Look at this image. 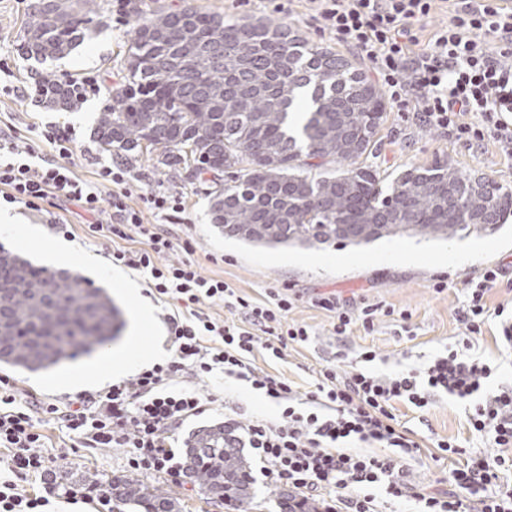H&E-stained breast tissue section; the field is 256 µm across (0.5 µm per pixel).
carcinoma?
Returning a JSON list of instances; mask_svg holds the SVG:
<instances>
[{"label": "carcinoma", "mask_w": 512, "mask_h": 512, "mask_svg": "<svg viewBox=\"0 0 512 512\" xmlns=\"http://www.w3.org/2000/svg\"><path fill=\"white\" fill-rule=\"evenodd\" d=\"M105 16L95 0H32L19 51L37 62L82 44ZM129 82L99 113L106 151L161 150V163L211 175L212 221L224 236L267 248L369 245L408 237L494 233L512 216V190L447 162L388 178L367 164L386 120L385 99L356 60L288 23L227 20L184 0L136 25ZM78 87L50 72L37 92L69 108ZM0 366L38 372L110 344L120 309L77 274L37 267L0 247ZM187 469L204 491L249 497V461L224 425L192 434ZM117 512H175L172 499L127 477L102 483Z\"/></svg>", "instance_id": "1"}]
</instances>
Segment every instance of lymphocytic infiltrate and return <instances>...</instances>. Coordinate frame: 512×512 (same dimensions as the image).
<instances>
[{
    "label": "lymphocytic infiltrate",
    "instance_id": "1",
    "mask_svg": "<svg viewBox=\"0 0 512 512\" xmlns=\"http://www.w3.org/2000/svg\"><path fill=\"white\" fill-rule=\"evenodd\" d=\"M313 2L320 30L371 63L396 111L414 113L471 149L495 140L512 157V0H449L450 24L424 43L417 33L436 0ZM43 137L56 157L35 166L29 162L35 151L31 139L0 134V201L33 211L61 202L80 207L90 217L89 231L111 242L113 263L149 271L150 295L175 301L180 311L164 318L174 348L170 360L106 392L36 410L17 405L10 390L0 391V447L8 452L10 473L0 480V512H44L55 495L50 487L39 494L22 487L52 471L58 459L37 430L38 411L78 435L88 451L124 448L133 471L178 475L171 438L213 401L179 381L200 380L217 370L279 406L275 419H231L224 426L237 447L251 449L259 459L268 484L292 489L299 500H321L325 512H384L388 504L415 512H512L507 480L512 383L489 389L495 369L471 352L472 337L490 321L500 345L512 350V306L488 302L501 283L512 285V270L488 265L465 280V300L456 312L463 327L461 347L386 373L368 370L380 355L366 348L360 366L324 365L313 389L302 393L251 361L258 349L280 360L288 346L309 342L311 327L288 318L296 301L289 289L273 291L259 303L236 295L224 281L202 276L190 260L170 261L172 251L191 252V242L144 223L142 212L183 223L181 196L155 190L135 208L129 200L136 176L125 163L99 167L89 182L65 164L76 150L71 130L53 127ZM207 300L229 302L235 319L212 320L200 309ZM314 304L331 313V333L340 342L357 327L373 332L378 317L393 314L380 304L353 305L333 294L316 297ZM443 396L463 406L468 429L483 447L470 450L454 439L436 440L434 460H449L450 467L448 490L434 492L413 482L404 463L418 456L421 446L401 423L398 409L423 412ZM354 442L377 444L385 452H354Z\"/></svg>",
    "mask_w": 512,
    "mask_h": 512
}]
</instances>
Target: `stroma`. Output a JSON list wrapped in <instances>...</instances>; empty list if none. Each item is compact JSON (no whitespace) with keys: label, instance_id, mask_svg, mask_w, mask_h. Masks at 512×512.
<instances>
[{"label":"stroma","instance_id":"stroma-1","mask_svg":"<svg viewBox=\"0 0 512 512\" xmlns=\"http://www.w3.org/2000/svg\"><path fill=\"white\" fill-rule=\"evenodd\" d=\"M210 13L227 17L250 15L275 22L293 24L310 39L332 46L333 35L319 31L312 18L310 0H195ZM183 0H130L129 16L109 20L90 40L70 55L38 63L26 59L16 49V42L26 25L29 0H0V84L28 86L24 96L0 95V129L44 131L54 125H68L76 132L77 149L73 169L84 179H92L97 167L111 164L115 156L103 150L94 138L98 112L127 81L123 67L128 46L134 35L135 15H147L158 9L180 8ZM44 71L77 84H85V96L73 109H60L40 103L33 90L35 75ZM451 163L463 173H476L512 185V160L498 143L487 141L477 149H469L448 138L441 131L427 127L412 116L388 111L380 132V143L372 162L380 170L397 173L411 165H427L435 161ZM125 163L138 176L137 193L130 203L140 206L143 194L161 189L182 196L185 224L179 225V237L191 239L194 251L184 255L177 250L173 259L190 257L207 277L221 279L242 296L266 299L270 289L288 287L298 294L290 319L310 326L314 332L304 346L292 345L282 360L268 358L264 350H256V367L288 378L299 391L310 390L324 360L336 354V341L330 334L331 315L313 304L315 297L335 294L353 303H380L411 313L413 336L401 335L399 322L380 318L374 332L354 330L348 339L347 354L356 358L365 347L381 355L404 354L405 363L416 366L431 355L454 346L461 332L456 311L463 300V281L490 263L512 266V218L497 232L472 235L447 243L396 238L365 247L323 246L313 249L253 248L225 239L211 221L210 187L204 180L176 172L159 163L157 156L132 153ZM7 212L15 218L13 234L0 233V245L39 266L66 270L86 277L95 287L109 289L121 309L125 326L107 348L88 356L62 362L39 373L14 372L0 367V379L14 386L17 404L35 400L64 401L83 392L107 390L109 381L100 378L103 365L117 353L132 349L147 351L155 345L170 348L171 341L163 322L164 304L147 294L150 275L145 271L112 265L107 258L109 241L90 236L87 214L68 205L63 216L74 226L72 237L54 233L47 214L10 204ZM465 248L469 261L455 266L448 263L449 247ZM449 280L447 290L436 292L439 277ZM131 282L138 290L137 301H130L123 288ZM150 306L151 322L143 324L139 304ZM203 393L213 394L214 403L204 414L187 419L178 431L177 454H184V440L195 429L223 422L225 402H233L241 414L275 416L277 406L262 395L234 379L215 373L202 383ZM421 444L431 445L442 438L467 439L469 436L462 407L451 400H441L427 412L407 416ZM36 426L47 445L59 449L60 456L53 471L52 484L57 491L49 512H96L95 504L65 498L70 486L81 480H107L129 475L127 453L122 448L88 452L77 438L45 415H37ZM140 481L154 486L172 497L178 512H279V490L256 478L254 495L242 502L219 501L203 493L196 482L184 475L170 478L159 474H140Z\"/></svg>","mask_w":512,"mask_h":512}]
</instances>
